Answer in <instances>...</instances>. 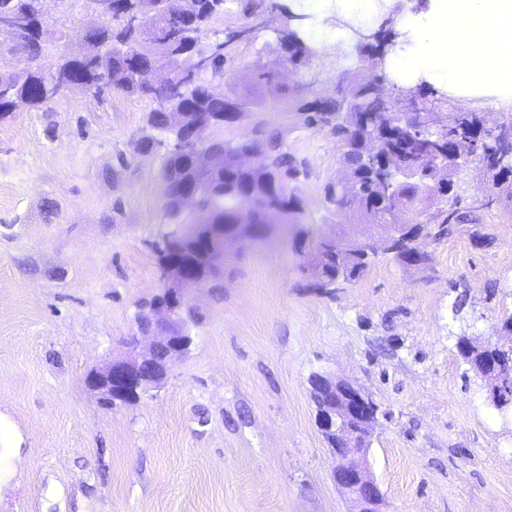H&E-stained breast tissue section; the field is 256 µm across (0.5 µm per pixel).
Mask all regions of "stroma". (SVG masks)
I'll list each match as a JSON object with an SVG mask.
<instances>
[{"label": "stroma", "mask_w": 512, "mask_h": 512, "mask_svg": "<svg viewBox=\"0 0 512 512\" xmlns=\"http://www.w3.org/2000/svg\"><path fill=\"white\" fill-rule=\"evenodd\" d=\"M224 0L203 45L224 42V71L197 72L215 92L243 90L247 68H277L294 88L224 137L255 123L284 130L308 163L296 193L300 228L230 245L222 288L192 293L199 316L188 355L152 396L103 405L87 374L125 352L141 299L159 288L164 209L156 103L101 85L0 117V512H354L332 479L308 379L357 384L378 405L368 454L383 512H512V410L459 355V337L499 338L512 311V207L482 206L492 187L475 164L455 177L464 222L428 241L426 268L375 258L358 281L323 294L301 271L320 236L349 243L368 226L337 223L324 187L336 139L304 127L298 108L340 72L365 73L361 23L338 0ZM316 42L302 70L280 65L286 12ZM37 58L11 52L0 69H50L80 55L96 25L91 0H41Z\"/></svg>", "instance_id": "obj_1"}]
</instances>
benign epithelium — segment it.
I'll list each match as a JSON object with an SVG mask.
<instances>
[{"label":"benign epithelium","mask_w":512,"mask_h":512,"mask_svg":"<svg viewBox=\"0 0 512 512\" xmlns=\"http://www.w3.org/2000/svg\"><path fill=\"white\" fill-rule=\"evenodd\" d=\"M196 3L197 0H169L170 13L178 16L181 24L169 30L168 40L192 51L190 65L176 67L160 54L158 67L151 73L172 89L170 96L157 101V107L168 114L171 132L163 140H151V146L164 149L167 156L163 172L165 208L191 211L194 221L163 243L161 288L152 302L136 314L138 335L127 342L129 355L113 358L104 368L87 376L88 386L112 404L148 396L161 386L172 364L188 353L194 342L189 331L193 323L190 294L222 281L227 245L237 239L235 235H224V225L209 223L208 216L197 211L201 198L215 189V178L224 172V162H240L239 158L224 154V144L213 139L212 131L240 122L246 113L234 102L223 112H198L195 105L180 96L187 74L203 71L208 64V53L197 51V46L210 19L198 15ZM93 5L99 19L121 17L140 32L139 49L152 48L146 20L155 15L153 0H135L131 9L126 7L125 0H93ZM0 30L12 35V50L20 51L29 38L42 34L41 16L19 11L8 0H0ZM94 53L103 59L117 54L132 57L127 47H114L106 42L95 48L90 46L74 58L72 68L58 82L55 95L86 84L80 63ZM401 100L411 111L399 113L400 117H425L427 108L420 91H405ZM417 240L413 225L398 223L388 225L383 233L373 232L356 240L348 248L371 258L392 253L405 265L422 267L427 256L415 248ZM142 337L151 339V343L140 352ZM310 386L320 401L319 428L331 440L336 485L357 503V512H381L382 494L367 460L378 422V406L359 386L346 380L316 373Z\"/></svg>","instance_id":"1"}]
</instances>
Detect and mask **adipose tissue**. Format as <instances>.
Here are the masks:
<instances>
[{
  "label": "adipose tissue",
  "mask_w": 512,
  "mask_h": 512,
  "mask_svg": "<svg viewBox=\"0 0 512 512\" xmlns=\"http://www.w3.org/2000/svg\"><path fill=\"white\" fill-rule=\"evenodd\" d=\"M405 36L407 70L446 89L492 93L512 108V0H432Z\"/></svg>",
  "instance_id": "obj_1"
}]
</instances>
